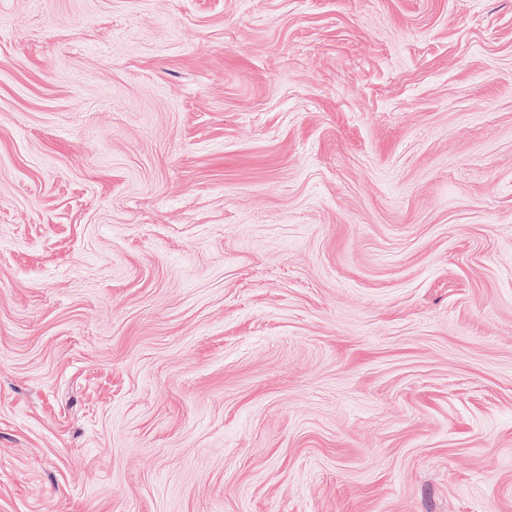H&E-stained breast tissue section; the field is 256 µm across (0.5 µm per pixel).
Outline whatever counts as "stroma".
Masks as SVG:
<instances>
[{
	"label": "stroma",
	"instance_id": "35a3bbf8",
	"mask_svg": "<svg viewBox=\"0 0 512 512\" xmlns=\"http://www.w3.org/2000/svg\"><path fill=\"white\" fill-rule=\"evenodd\" d=\"M0 512H512V0H0Z\"/></svg>",
	"mask_w": 512,
	"mask_h": 512
}]
</instances>
